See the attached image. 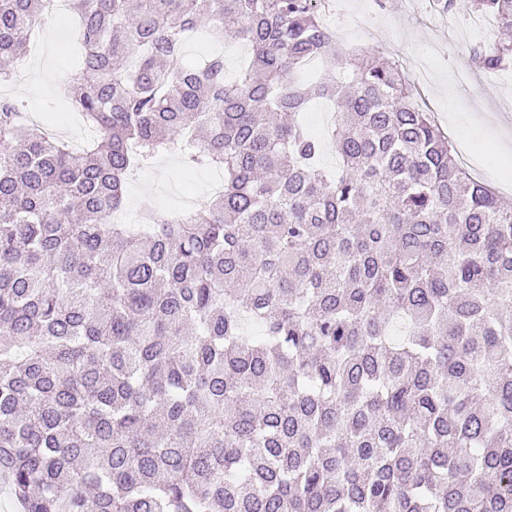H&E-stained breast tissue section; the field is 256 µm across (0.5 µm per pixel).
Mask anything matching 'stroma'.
Wrapping results in <instances>:
<instances>
[{
    "instance_id": "stroma-1",
    "label": "stroma",
    "mask_w": 512,
    "mask_h": 512,
    "mask_svg": "<svg viewBox=\"0 0 512 512\" xmlns=\"http://www.w3.org/2000/svg\"><path fill=\"white\" fill-rule=\"evenodd\" d=\"M323 18L343 52L378 51L398 61L415 104L431 112L462 166L512 201V67L486 71L470 61L475 43L494 41L491 17L451 14L439 0H326ZM39 34L26 69L49 64L53 80L43 89L18 81L15 96L32 117L55 121L63 142L82 143L65 94L66 77L81 53L78 19L68 13L48 20ZM214 176L211 168L186 171L178 159L153 163L129 182L122 208L134 215L144 206L168 212L187 197L205 204Z\"/></svg>"
}]
</instances>
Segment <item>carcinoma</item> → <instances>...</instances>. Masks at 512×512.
Segmentation results:
<instances>
[{
  "instance_id": "cac0c4a2",
  "label": "carcinoma",
  "mask_w": 512,
  "mask_h": 512,
  "mask_svg": "<svg viewBox=\"0 0 512 512\" xmlns=\"http://www.w3.org/2000/svg\"><path fill=\"white\" fill-rule=\"evenodd\" d=\"M324 0H69L81 150L0 95V477L25 512H512V205ZM482 70L512 64V0ZM46 0H0V85ZM205 26L250 48L182 61ZM336 102V171L300 114ZM224 171L114 224L131 171Z\"/></svg>"
}]
</instances>
